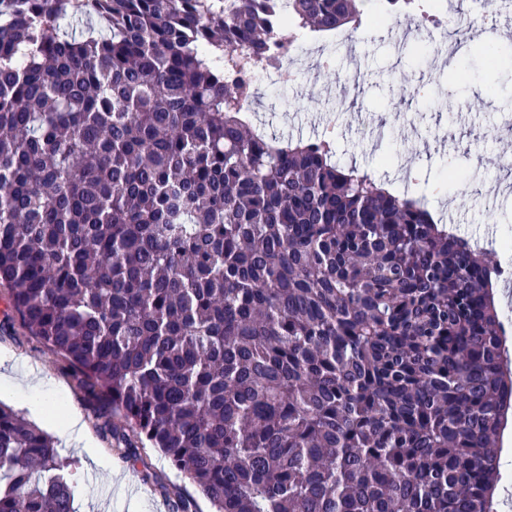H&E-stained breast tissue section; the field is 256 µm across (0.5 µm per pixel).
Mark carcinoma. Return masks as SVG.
<instances>
[{
  "label": "carcinoma",
  "mask_w": 512,
  "mask_h": 512,
  "mask_svg": "<svg viewBox=\"0 0 512 512\" xmlns=\"http://www.w3.org/2000/svg\"><path fill=\"white\" fill-rule=\"evenodd\" d=\"M0 0V288L171 512H492L512 367L486 251L251 125L283 30L428 0ZM105 23L69 37V16ZM0 404V512H75ZM146 454L147 461L154 467V469L166 474L172 482L186 486L188 490L193 493L195 499L197 500L199 512H210L212 510L210 503L201 493L197 491L196 488L191 486L187 480L184 481L181 477H178L174 471L169 469L168 463L160 451L154 448H147Z\"/></svg>",
  "instance_id": "cac0c4a2"
}]
</instances>
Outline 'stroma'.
<instances>
[{"mask_svg": "<svg viewBox=\"0 0 512 512\" xmlns=\"http://www.w3.org/2000/svg\"><path fill=\"white\" fill-rule=\"evenodd\" d=\"M483 12L471 0H444L446 9L464 7L466 25L455 56L436 51L440 31H431L430 49H417L406 36L411 17L389 18L379 29L338 32L304 39L294 65L293 84L276 76L260 79L251 106L267 133L293 140L334 139L346 165L369 171L398 191L428 189L430 206L457 233L491 243L494 263H505L500 249L512 239V169L490 165L489 157L512 156V112L501 101L512 96V75L490 78L474 55L485 16L497 13V0H484ZM333 69L341 80L328 82ZM420 89L416 98L400 92L401 75ZM358 78L355 106L345 104L343 78ZM0 370L14 385L12 408L27 411L31 381L55 385L68 412L84 426V444L55 439L60 455L73 463L77 512H156L167 500L142 482L137 467L117 458L96 432L93 418L61 369L57 357L32 339L0 331Z\"/></svg>", "mask_w": 512, "mask_h": 512, "instance_id": "1", "label": "stroma"}]
</instances>
